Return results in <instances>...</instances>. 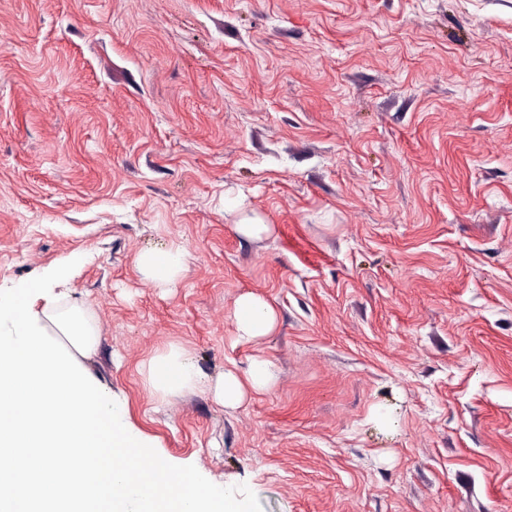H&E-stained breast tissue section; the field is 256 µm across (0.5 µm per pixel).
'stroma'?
I'll list each match as a JSON object with an SVG mask.
<instances>
[{
  "mask_svg": "<svg viewBox=\"0 0 512 512\" xmlns=\"http://www.w3.org/2000/svg\"><path fill=\"white\" fill-rule=\"evenodd\" d=\"M77 255L85 366L171 463L262 512H512V0H0V285ZM172 344L207 388L162 401ZM187 251L176 243L162 251L145 250L136 257V267L144 279L159 288H170L187 271ZM234 324L238 342H254L269 336L276 324L273 305L254 293L241 295L235 303ZM272 362L263 357L250 359L246 369L224 372L213 387L215 401L224 408L235 409L242 405L250 392L266 391L272 383Z\"/></svg>",
  "mask_w": 512,
  "mask_h": 512,
  "instance_id": "stroma-1",
  "label": "stroma"
}]
</instances>
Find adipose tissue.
<instances>
[{
    "instance_id": "obj_1",
    "label": "adipose tissue",
    "mask_w": 512,
    "mask_h": 512,
    "mask_svg": "<svg viewBox=\"0 0 512 512\" xmlns=\"http://www.w3.org/2000/svg\"><path fill=\"white\" fill-rule=\"evenodd\" d=\"M136 267L144 279L168 288L186 271L187 251L176 243L162 251L145 250L137 255ZM234 324L238 341H257L273 332L275 309L262 296L243 294L235 303ZM141 371L151 393L161 399L199 389L202 384L201 374L188 351L178 346L149 358L142 363ZM272 380L271 361L254 357L244 370L225 371L213 387L214 399L224 407L235 409L242 405L249 393L267 390Z\"/></svg>"
}]
</instances>
